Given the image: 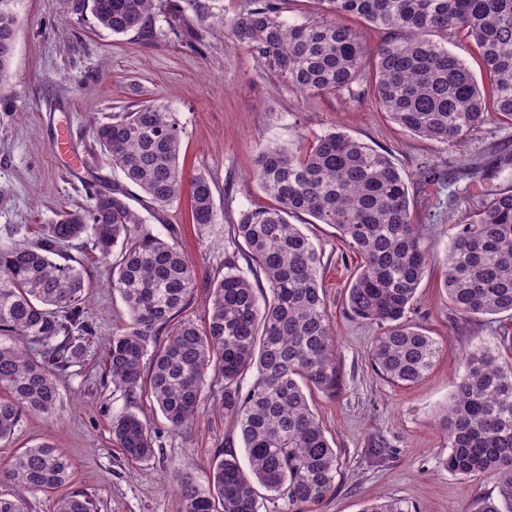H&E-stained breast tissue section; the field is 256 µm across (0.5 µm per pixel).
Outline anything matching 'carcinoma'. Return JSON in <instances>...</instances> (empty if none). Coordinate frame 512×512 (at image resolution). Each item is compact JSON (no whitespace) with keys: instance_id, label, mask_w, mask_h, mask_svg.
Listing matches in <instances>:
<instances>
[{"instance_id":"1","label":"carcinoma","mask_w":512,"mask_h":512,"mask_svg":"<svg viewBox=\"0 0 512 512\" xmlns=\"http://www.w3.org/2000/svg\"><path fill=\"white\" fill-rule=\"evenodd\" d=\"M158 0H68L75 15H92L114 35L153 27ZM338 17H360L387 31L373 51L360 33L340 22L312 19L289 24L281 0H253L232 20L203 0H183L195 18L224 29L250 52L261 73L302 92L340 94L364 80L380 111L409 134L457 146L496 116L512 124V0H318ZM464 34L477 45L491 96L469 67L431 39ZM17 19L0 8V112L14 99L9 84ZM90 150L135 185L158 211L176 204L184 178L183 124L162 100L132 110L91 114ZM250 177L275 205L249 209L232 224V245H245L268 290L254 287L224 252V273L203 284L174 241L155 235L129 204L121 186L89 185L84 207L65 208L33 239L23 227L0 242V440L13 436L25 414H52L58 380L77 362L93 335L86 319L85 268L70 252L92 243L111 266L109 287L128 312L112 337L104 369L126 411L112 433L133 463L156 456L158 436L136 408L156 407L168 433L193 423L208 377L220 376L224 415L236 420L248 467L235 452L219 450L208 485L191 471L168 476L181 512H259V500L288 502L306 512L335 491L339 457L311 409L307 394L341 389L336 336L320 283L321 253L289 218L308 215L336 228L362 264L346 289L350 316L380 332L370 346L374 371L404 385L419 382L439 357L438 342L407 319L428 266V253L412 224L407 178L390 157L346 134L314 138L309 151L266 146ZM213 181L190 182L191 223H218ZM448 300L465 318L512 316V190L498 193L473 224L452 237L442 274ZM202 291L209 309L205 329L183 316ZM452 402L442 419L448 456L441 466L456 476L492 479L498 498L478 512H512V363L490 350L466 352ZM252 381L244 383L247 373ZM70 460L44 440L16 452L0 470L31 492L69 484ZM88 495L56 499L54 512H95ZM362 512H409L401 500L375 501Z\"/></svg>"}]
</instances>
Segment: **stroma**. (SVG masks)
<instances>
[{
  "mask_svg": "<svg viewBox=\"0 0 512 512\" xmlns=\"http://www.w3.org/2000/svg\"><path fill=\"white\" fill-rule=\"evenodd\" d=\"M19 27L7 91L15 109L0 112V239L22 225L49 224L60 208L85 204L87 183L123 184L105 160L87 164L85 121L91 112H120L161 99L179 112L184 127L181 160L186 175L214 182L220 222L198 230L187 201L153 210L133 206L161 238L177 237L201 279L217 275L230 229L241 211L272 200L248 174L258 150L283 146L305 151L314 137L338 131L388 152L406 176L412 222L429 251L425 277L410 320L440 345L433 369L411 385L393 384L369 360L377 325L352 319L345 292L361 259L328 224L303 232L322 254V284L336 330L342 390L311 400L329 441L340 456L336 490L315 512H361L371 501L400 499L414 512H476L496 496L492 480L448 474L441 427L468 350L482 346L512 361L501 343L512 318L464 320L441 288V274L459 224L475 216L493 192L512 186V124L492 122L459 147L411 137L368 99L348 95H303L262 75L249 52L218 27L200 26L194 45L171 32L169 0H160L152 35L116 36L91 15L71 14L68 0H5ZM68 133L72 150L56 152L57 133ZM438 172L429 179L425 169ZM88 288L87 316L94 327L85 355L60 381V402L50 415L23 416L14 436L0 442V468L16 449L47 439L73 464L70 490L92 495L98 512H180L177 495L163 486L167 473L189 470L206 479L216 450L240 451V434L225 417L217 386L207 385L198 416L178 436L149 402L139 415L156 428L161 447L147 462L131 464L112 438V420L125 410L107 382L104 353L128 320L107 282L108 268L90 243H77Z\"/></svg>",
  "mask_w": 512,
  "mask_h": 512,
  "instance_id": "1",
  "label": "stroma"
}]
</instances>
